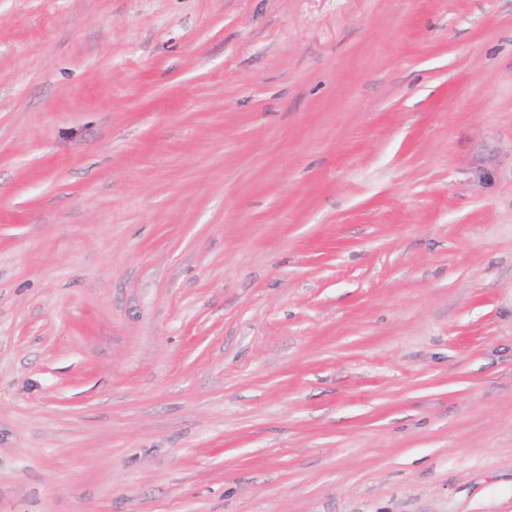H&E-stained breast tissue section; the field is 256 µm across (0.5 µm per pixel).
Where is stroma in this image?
Wrapping results in <instances>:
<instances>
[{
    "label": "stroma",
    "mask_w": 512,
    "mask_h": 512,
    "mask_svg": "<svg viewBox=\"0 0 512 512\" xmlns=\"http://www.w3.org/2000/svg\"><path fill=\"white\" fill-rule=\"evenodd\" d=\"M0 512H512V0H0Z\"/></svg>",
    "instance_id": "stroma-1"
}]
</instances>
